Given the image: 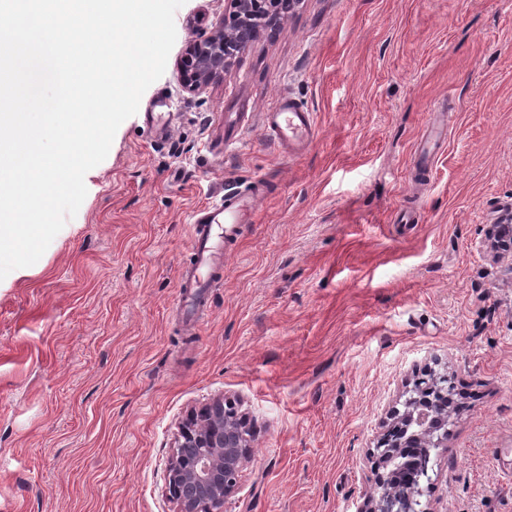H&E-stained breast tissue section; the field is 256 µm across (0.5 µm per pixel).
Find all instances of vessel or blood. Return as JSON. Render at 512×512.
<instances>
[{
	"instance_id": "1",
	"label": "vessel or blood",
	"mask_w": 512,
	"mask_h": 512,
	"mask_svg": "<svg viewBox=\"0 0 512 512\" xmlns=\"http://www.w3.org/2000/svg\"><path fill=\"white\" fill-rule=\"evenodd\" d=\"M266 129L274 141L289 150L308 146L317 135L313 113L305 111L285 96L267 113ZM444 140L443 125L437 116H430L414 152L412 165L415 171L422 172L432 166ZM256 209V198L249 192L240 191L225 196L219 203L194 211L191 247L195 264L182 273L181 285L186 292L179 299L181 306L196 304L197 299L192 296V289L209 287L214 269L224 262L225 240L232 236L236 225L253 223Z\"/></svg>"
}]
</instances>
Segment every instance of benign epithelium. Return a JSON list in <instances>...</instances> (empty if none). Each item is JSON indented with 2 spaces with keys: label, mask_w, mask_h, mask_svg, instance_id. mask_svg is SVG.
Here are the masks:
<instances>
[{
  "label": "benign epithelium",
  "mask_w": 512,
  "mask_h": 512,
  "mask_svg": "<svg viewBox=\"0 0 512 512\" xmlns=\"http://www.w3.org/2000/svg\"><path fill=\"white\" fill-rule=\"evenodd\" d=\"M299 0H225L228 22L186 43L178 62L183 91L196 94L224 73L258 39L276 29ZM485 242L512 258V216L486 225ZM454 386L448 373H430L405 382L400 406L372 449L384 470L359 512H430L421 502L422 480L430 479L431 452L448 447ZM424 449L417 472L402 473L400 458L409 447ZM253 455L252 432L236 403L218 397L183 421L168 467L166 489L178 512H226L237 494L241 474Z\"/></svg>",
  "instance_id": "benign-epithelium-1"
}]
</instances>
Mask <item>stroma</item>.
Here are the masks:
<instances>
[{"mask_svg": "<svg viewBox=\"0 0 512 512\" xmlns=\"http://www.w3.org/2000/svg\"><path fill=\"white\" fill-rule=\"evenodd\" d=\"M224 17V0L176 11L166 70L77 214L0 285V512H177L178 426L219 396L254 431L227 512H358L386 413L428 370L458 406L423 503L512 512V270L483 244L512 208V0H299L222 80L183 92L187 40ZM282 96L317 122L298 154L264 130ZM435 107L448 138L420 178ZM239 190L255 221L187 319L191 215Z\"/></svg>", "mask_w": 512, "mask_h": 512, "instance_id": "stroma-1", "label": "stroma"}]
</instances>
